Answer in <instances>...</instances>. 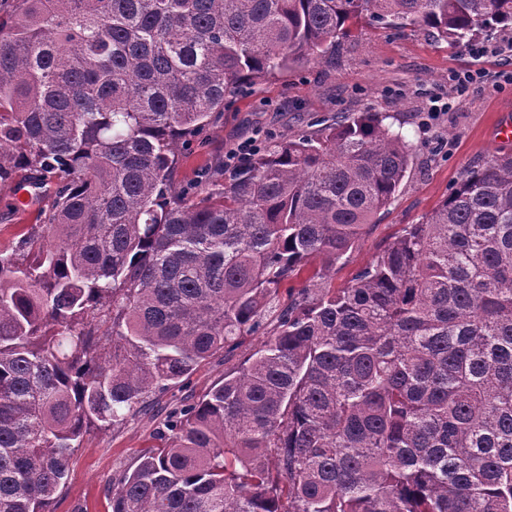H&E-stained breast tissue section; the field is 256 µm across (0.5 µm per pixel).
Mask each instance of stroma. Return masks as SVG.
I'll return each instance as SVG.
<instances>
[{"label": "stroma", "instance_id": "1", "mask_svg": "<svg viewBox=\"0 0 512 512\" xmlns=\"http://www.w3.org/2000/svg\"><path fill=\"white\" fill-rule=\"evenodd\" d=\"M492 43L493 51L476 54L415 27L395 32L365 22L354 25L336 54L230 94L223 111L179 148L173 184L195 186L197 197H206L216 187L198 183L201 170L223 166L225 153L242 141L254 137L267 148L283 136L307 131L314 116L340 120L381 113L412 144V163L391 204L337 264L330 285L344 287L404 225L422 223L442 204L465 169L500 150L493 129L512 115V31L497 33ZM435 102L453 108L429 119ZM52 190V184L37 189L21 177L0 186V250L15 249L38 212L50 210ZM20 195L30 198L29 206L17 205ZM288 303L287 289H280L263 328L243 337L236 350L216 353L188 383L158 395L123 425L91 429L71 457L53 512H108L113 484L142 451L159 446L170 410L196 401L258 349Z\"/></svg>", "mask_w": 512, "mask_h": 512}]
</instances>
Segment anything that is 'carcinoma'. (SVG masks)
I'll return each instance as SVG.
<instances>
[{
    "label": "carcinoma",
    "instance_id": "carcinoma-1",
    "mask_svg": "<svg viewBox=\"0 0 512 512\" xmlns=\"http://www.w3.org/2000/svg\"><path fill=\"white\" fill-rule=\"evenodd\" d=\"M361 19L469 45L512 30V0H15L0 18V183L56 181L48 223L0 251V512H52L92 428L257 332L317 258L112 512H512L511 151L338 290L411 164L378 113L312 117L200 201L172 186L225 95Z\"/></svg>",
    "mask_w": 512,
    "mask_h": 512
}]
</instances>
